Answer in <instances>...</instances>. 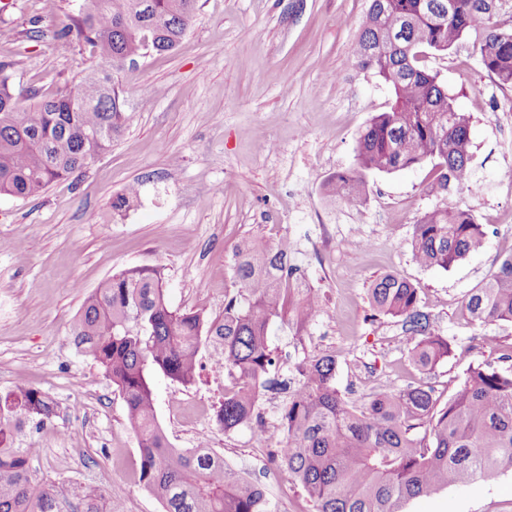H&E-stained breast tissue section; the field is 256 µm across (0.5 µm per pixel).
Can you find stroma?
Listing matches in <instances>:
<instances>
[{
  "label": "stroma",
  "mask_w": 512,
  "mask_h": 512,
  "mask_svg": "<svg viewBox=\"0 0 512 512\" xmlns=\"http://www.w3.org/2000/svg\"><path fill=\"white\" fill-rule=\"evenodd\" d=\"M0 11V59H16L20 88L54 94L95 64L87 48L59 51L55 29L79 0H8ZM369 0H198L175 52L155 54L120 75L134 120L86 169L37 196H0V391L24 380L57 403L51 426L28 429L38 448L36 482L90 484L111 491V512H162L138 483V443L125 403L100 368L78 352L70 324L86 294L121 270L161 267L169 304L218 315L234 293L233 246L244 236L269 246L288 239L298 285L317 293L326 314L295 340L273 325L270 345L287 376L301 354L338 355L336 385L361 399L384 385L420 382L448 397L469 366L498 363L512 350V323L480 325L462 310L467 292L512 252V87L499 86L462 43L429 55L470 117L479 193L434 188L428 167L368 177L356 203L326 195L333 175L354 165L358 137L386 111L388 88L355 66L353 47ZM277 146L264 151L265 143ZM129 208L113 204L129 185ZM471 210L488 231L485 249L449 269L413 258V226L426 211ZM373 248H361L363 239ZM394 273L419 290L432 329L454 353L431 374L409 361L397 320L373 316L368 292ZM496 344H486V337ZM156 414L176 448H210L266 486L279 512H310L301 489L272 472L260 449L278 446L276 416L286 399L264 392V438L227 433L214 407L227 384L209 357L185 386L151 379ZM407 512H512V471L492 484L450 487Z\"/></svg>",
  "instance_id": "obj_1"
}]
</instances>
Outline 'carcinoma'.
Here are the masks:
<instances>
[{"instance_id":"carcinoma-1","label":"carcinoma","mask_w":512,"mask_h":512,"mask_svg":"<svg viewBox=\"0 0 512 512\" xmlns=\"http://www.w3.org/2000/svg\"><path fill=\"white\" fill-rule=\"evenodd\" d=\"M198 0H82L72 23L54 32L70 47L90 48L95 67L50 97L15 91L18 62L0 60V195L27 198L82 171L129 126L118 75L127 64L171 53L191 25ZM370 0L353 47L357 65L386 84L390 110L374 116L360 134L354 167L328 182L330 192L359 201L370 174L428 165L442 192L472 191L470 117L457 111L437 76L419 65L427 51L448 53L472 43L482 67L500 86L512 87V28L493 19L512 14V0ZM95 98L82 97L87 82ZM488 232L462 207L425 212L413 226L418 264L444 270L480 251ZM288 241L267 247L244 237L235 246L236 293L224 311L170 308L158 267L112 275L84 297L70 326L78 351L110 380L126 405L137 436L138 482L163 512H273L266 487L202 440L174 448L156 414L151 374L184 386L195 383L202 350L231 386L215 407L224 432L259 430L263 391L274 384L277 360L270 327L287 322L296 332L324 317L321 298L296 284ZM379 315L395 318L409 342L410 362L431 373L452 355L448 340L430 331L418 289L395 274L369 288ZM470 320L512 322V253L464 298ZM336 353L298 358L282 381L288 393L277 417L282 434L274 458L288 482L302 488L312 512H405L410 501L451 486L488 481L512 470V369L470 366L443 402L426 382L385 386L353 401L336 388ZM56 402L26 381L0 391V512H107L111 495L77 486L65 495L32 480L39 449L24 446L29 423L42 428Z\"/></svg>"}]
</instances>
